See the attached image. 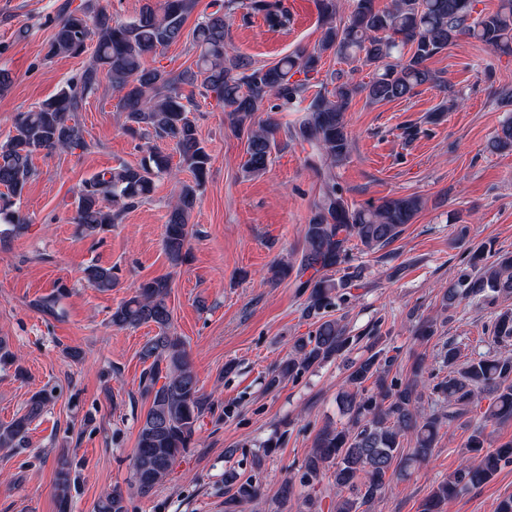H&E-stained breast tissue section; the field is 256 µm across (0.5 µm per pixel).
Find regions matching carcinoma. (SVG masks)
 <instances>
[{"instance_id": "carcinoma-1", "label": "carcinoma", "mask_w": 512, "mask_h": 512, "mask_svg": "<svg viewBox=\"0 0 512 512\" xmlns=\"http://www.w3.org/2000/svg\"><path fill=\"white\" fill-rule=\"evenodd\" d=\"M477 0H390L377 8L374 0H355L348 23L339 25L338 0H316L322 36L316 48L301 50L270 64L249 67L228 43V22L239 9L262 15L271 29H285L290 15L282 0H211L212 11L200 15L190 32L184 25L198 0H145L138 14L126 22L112 20L103 10L86 5L69 11L58 21L47 56H78L87 41L95 39L90 62L79 77L32 109L19 112L13 131L0 142V221L26 223L16 209L32 172L33 158L42 152L83 149L86 142L77 121L84 97L102 81L118 93L117 109L124 114V129L135 138L167 140L179 154L180 164L194 181L180 183L168 211L163 249L174 267L189 253V218L194 211L211 164V155L189 119L193 96L188 86L205 98H214L227 114L232 132L246 137L248 176L266 170L279 127L271 119L257 120V113L288 106H303L301 121L289 137L308 144L314 165L345 161L351 151L345 120L353 98L366 94L372 103L411 97L424 84H441L428 62L456 39L468 36L498 55H512V0H499L496 10L476 11ZM199 51L196 68L178 73L147 63L155 53L183 37ZM372 70L367 83H356L351 72L329 74L321 87L308 94L311 81L322 69L325 55ZM491 146L512 151V118L505 119ZM172 173L171 156L154 147L146 149L136 166L121 164L103 170L81 183L76 192L73 223L86 237H94L121 222L124 215L150 198L155 182ZM422 209L414 194L384 198L357 209L349 207L342 188L332 175L322 180L315 213L303 230L301 270L318 276L301 283L308 291L306 309L318 314L346 301L340 290L347 286L323 271L349 265L347 240L357 239L370 250L395 242L405 226ZM85 277L97 290L110 292L116 284L112 268L97 264L85 268ZM172 278L163 274L137 286L135 295L119 304L110 316L112 326L135 328L153 324L157 334L142 347L147 368L140 383L149 406L141 418L136 448L130 462L129 490L149 494L173 472L178 459L192 447L201 418L210 402L201 391L185 341L171 331L169 305ZM512 296V252H496L482 244L465 249L442 305ZM491 340H512V308L495 315ZM363 353L347 354L356 345ZM383 336H351L340 318L319 321L315 334L292 344L288 360L268 373L265 390L278 388L302 372L342 357L347 375L336 394L344 422L319 429L303 462L301 486L305 512H321V499L311 491L327 476L340 491L332 512H366L364 506L380 500L391 481L406 480L412 469L430 458L440 431L463 421L470 430L463 447L477 461L465 460L441 480L421 505V512H442L449 499L487 483L512 463V445L485 449L486 429L512 420V354L505 351L461 360V347L442 345L433 359L417 356L404 381L390 376L392 359L382 347ZM448 371L434 384L429 377ZM487 406H481L482 401ZM50 395L34 393L23 414L0 426V448L21 447L30 423L41 416ZM67 454L59 456L55 489L59 507L70 508L74 486ZM224 484L234 489L225 500V512L256 503L260 485L224 472ZM96 512H128L122 489L106 492Z\"/></svg>"}]
</instances>
